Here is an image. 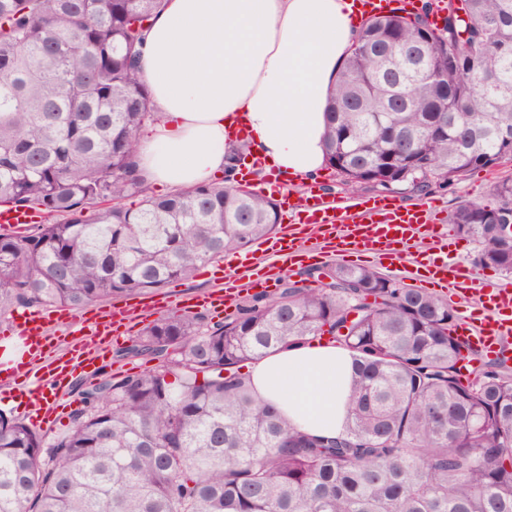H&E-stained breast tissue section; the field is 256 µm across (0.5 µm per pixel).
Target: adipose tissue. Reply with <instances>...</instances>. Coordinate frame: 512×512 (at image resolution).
I'll list each match as a JSON object with an SVG mask.
<instances>
[{"instance_id": "obj_1", "label": "adipose tissue", "mask_w": 512, "mask_h": 512, "mask_svg": "<svg viewBox=\"0 0 512 512\" xmlns=\"http://www.w3.org/2000/svg\"><path fill=\"white\" fill-rule=\"evenodd\" d=\"M361 21L353 0H164L140 48L159 115L139 137L146 179L180 191L224 171L241 123L254 156L313 181L326 164L328 93ZM250 374L290 425L343 432L352 359L329 336L260 356Z\"/></svg>"}]
</instances>
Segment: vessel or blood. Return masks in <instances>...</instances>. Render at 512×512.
Masks as SVG:
<instances>
[{"instance_id": "obj_1", "label": "vessel or blood", "mask_w": 512, "mask_h": 512, "mask_svg": "<svg viewBox=\"0 0 512 512\" xmlns=\"http://www.w3.org/2000/svg\"><path fill=\"white\" fill-rule=\"evenodd\" d=\"M290 211L301 215L303 223L321 230L323 238L332 244L338 257L347 258L361 254L373 258L400 257L404 248L419 235L433 239L435 253L425 265L424 274L418 275L421 286L441 289L464 288L467 283L462 262L452 261L446 251V238L440 225L431 223L430 214L424 209H413L384 198L370 199L354 211H348L325 198L320 184H311L303 203L290 204ZM32 213L13 208H0V227L17 231L33 223ZM300 226L285 225L280 233L266 240L267 250L274 256V264L254 269L247 281L226 275L223 288L195 295L196 306L216 312L235 302L241 291L268 290L283 264H302L308 252L301 244ZM480 319L463 316L456 326L459 341L476 345L495 357H504L505 345L512 343V287L503 286L483 293ZM60 318L76 344L70 356L47 374H32L28 393L34 410L56 404L66 379L77 367L88 362L90 355L104 353L109 336L119 335L127 319V309L110 306L89 318H74L65 310L48 314L30 310L20 315L16 326L19 343L9 354L0 355V374L30 365L43 356L48 339V326L52 318Z\"/></svg>"}]
</instances>
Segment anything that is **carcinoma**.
Returning a JSON list of instances; mask_svg holds the SVG:
<instances>
[{"label": "carcinoma", "mask_w": 512, "mask_h": 512, "mask_svg": "<svg viewBox=\"0 0 512 512\" xmlns=\"http://www.w3.org/2000/svg\"><path fill=\"white\" fill-rule=\"evenodd\" d=\"M161 3L0 0V207L37 217L0 233V312L149 293L277 232L270 196L224 180L155 195L139 175L158 118L139 47ZM424 4L367 19L330 92L327 168L349 190L424 195L512 158V0H446L438 23ZM494 194L451 223L476 265L512 274V184ZM313 275L212 326L154 319L122 355L156 365L91 385L48 446L0 410V512H512V377L462 378L438 295L368 267ZM325 334L354 369L336 437L290 426L243 371Z\"/></svg>", "instance_id": "obj_1"}]
</instances>
